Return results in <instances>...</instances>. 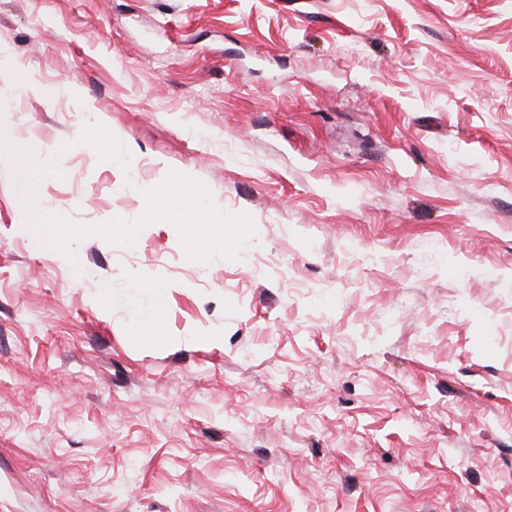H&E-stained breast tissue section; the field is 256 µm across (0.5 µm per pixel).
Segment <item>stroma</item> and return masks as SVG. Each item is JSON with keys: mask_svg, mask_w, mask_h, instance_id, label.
Masks as SVG:
<instances>
[{"mask_svg": "<svg viewBox=\"0 0 512 512\" xmlns=\"http://www.w3.org/2000/svg\"><path fill=\"white\" fill-rule=\"evenodd\" d=\"M0 512H512V0H0ZM100 123L128 168L79 143Z\"/></svg>", "mask_w": 512, "mask_h": 512, "instance_id": "35a3bbf8", "label": "stroma"}]
</instances>
